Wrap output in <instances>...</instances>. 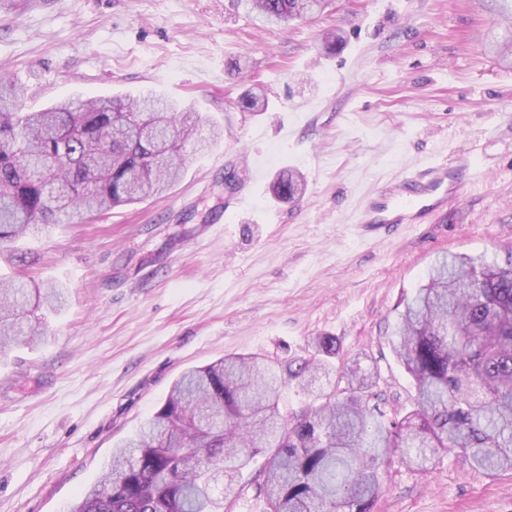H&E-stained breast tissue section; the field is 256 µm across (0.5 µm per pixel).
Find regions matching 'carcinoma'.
Masks as SVG:
<instances>
[{
  "instance_id": "1",
  "label": "carcinoma",
  "mask_w": 512,
  "mask_h": 512,
  "mask_svg": "<svg viewBox=\"0 0 512 512\" xmlns=\"http://www.w3.org/2000/svg\"><path fill=\"white\" fill-rule=\"evenodd\" d=\"M239 3L270 23L328 7ZM22 95L14 85L0 92V251L52 224L167 192L186 142L204 126L201 148L222 136L216 120L170 100L87 96L24 112ZM241 105L264 112L268 101L252 90ZM140 112L158 114L156 131L172 128L169 158L140 133ZM300 190L296 171L274 183L282 198ZM62 308V289L0 277V350L36 343L44 324L31 313ZM393 335L414 389L404 415L374 413L380 392L370 370L345 369L343 387L321 384L339 354L334 336L316 337L311 355L285 363L229 354L183 373L70 512H224L233 486L220 475L241 473L259 454L266 512H371L381 469L395 457L416 471L453 456L485 477L512 472V260L441 258L403 301ZM288 381L311 397L292 419L278 407Z\"/></svg>"
}]
</instances>
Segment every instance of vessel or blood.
I'll return each instance as SVG.
<instances>
[{"label": "vessel or blood", "instance_id": "obj_1", "mask_svg": "<svg viewBox=\"0 0 512 512\" xmlns=\"http://www.w3.org/2000/svg\"><path fill=\"white\" fill-rule=\"evenodd\" d=\"M471 166L445 158L418 159L380 185L360 192L349 211L353 236L363 242L420 224L466 196Z\"/></svg>", "mask_w": 512, "mask_h": 512}]
</instances>
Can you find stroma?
<instances>
[{
    "label": "stroma",
    "instance_id": "35a3bbf8",
    "mask_svg": "<svg viewBox=\"0 0 512 512\" xmlns=\"http://www.w3.org/2000/svg\"><path fill=\"white\" fill-rule=\"evenodd\" d=\"M507 26L512 0H333L281 24L236 0H0V78L25 110L157 92L224 127L167 193L0 253V273L67 290L40 344L0 354V512H68L183 371L227 354L306 356L330 335L377 365L383 412L408 406L397 305L442 256H512V67L484 51ZM255 86L267 111L239 104ZM425 156L468 161L467 197L354 240L358 188ZM289 168L290 201L271 189ZM248 183L255 207L235 210ZM372 512H512V472L395 462Z\"/></svg>",
    "mask_w": 512,
    "mask_h": 512
}]
</instances>
